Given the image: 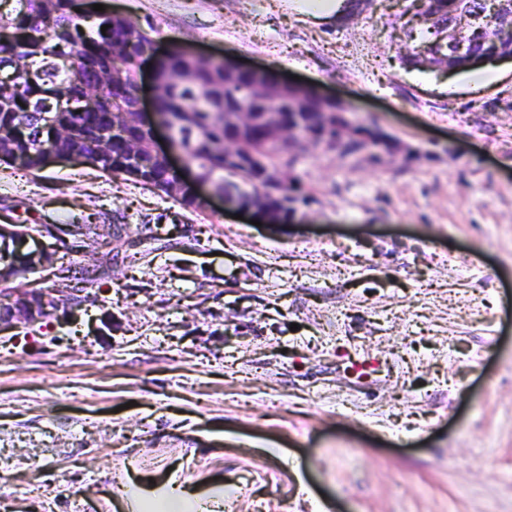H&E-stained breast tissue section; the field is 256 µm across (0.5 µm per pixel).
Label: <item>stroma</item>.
Here are the masks:
<instances>
[{"label":"stroma","mask_w":512,"mask_h":512,"mask_svg":"<svg viewBox=\"0 0 512 512\" xmlns=\"http://www.w3.org/2000/svg\"><path fill=\"white\" fill-rule=\"evenodd\" d=\"M97 3L433 156L300 152L316 204L262 226L85 161L0 164V225L48 255L27 283L96 275L0 330V512H127L172 472L223 486L224 512H512V61L477 89L405 66L398 0L341 25L282 0H73Z\"/></svg>","instance_id":"35a3bbf8"}]
</instances>
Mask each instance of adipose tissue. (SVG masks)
I'll return each mask as SVG.
<instances>
[{"instance_id": "1", "label": "adipose tissue", "mask_w": 512, "mask_h": 512, "mask_svg": "<svg viewBox=\"0 0 512 512\" xmlns=\"http://www.w3.org/2000/svg\"><path fill=\"white\" fill-rule=\"evenodd\" d=\"M132 512H222L223 492L204 497L185 488L176 476H169L162 485L130 493Z\"/></svg>"}]
</instances>
